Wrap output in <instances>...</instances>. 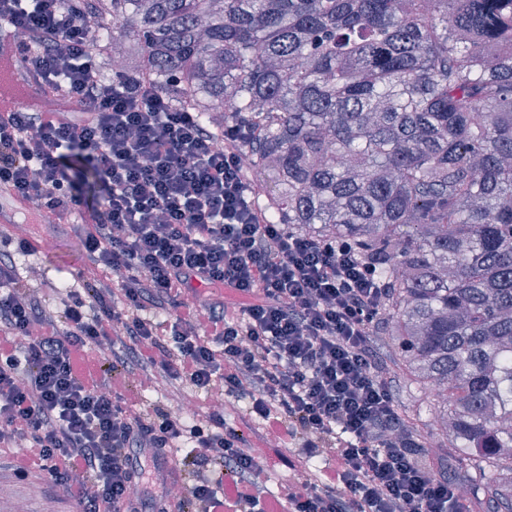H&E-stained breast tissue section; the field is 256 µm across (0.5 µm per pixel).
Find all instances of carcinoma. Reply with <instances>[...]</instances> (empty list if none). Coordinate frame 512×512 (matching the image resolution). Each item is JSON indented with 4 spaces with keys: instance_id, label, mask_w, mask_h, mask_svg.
<instances>
[{
    "instance_id": "cac0c4a2",
    "label": "carcinoma",
    "mask_w": 512,
    "mask_h": 512,
    "mask_svg": "<svg viewBox=\"0 0 512 512\" xmlns=\"http://www.w3.org/2000/svg\"><path fill=\"white\" fill-rule=\"evenodd\" d=\"M87 7L129 75L259 132L249 169L274 173L277 223L377 268L405 378L443 382L448 441L512 512L493 479L512 473V0Z\"/></svg>"
}]
</instances>
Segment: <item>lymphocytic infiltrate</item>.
Segmentation results:
<instances>
[{"instance_id": "f902f5d3", "label": "lymphocytic infiltrate", "mask_w": 512, "mask_h": 512, "mask_svg": "<svg viewBox=\"0 0 512 512\" xmlns=\"http://www.w3.org/2000/svg\"><path fill=\"white\" fill-rule=\"evenodd\" d=\"M79 0H0V25L44 91L83 111L0 113V184L73 225L114 282L57 288L59 307L0 237V447L74 512H470L459 479L399 410L379 336L387 294L345 243L296 234L256 203L242 161L251 131L216 134L152 83L104 78ZM80 151L101 176L92 203L66 171ZM223 288L191 297L192 282ZM217 393L207 410L145 411L134 382ZM248 400L264 437L295 451L279 494L270 462L229 424ZM188 452L173 457L174 448Z\"/></svg>"}]
</instances>
